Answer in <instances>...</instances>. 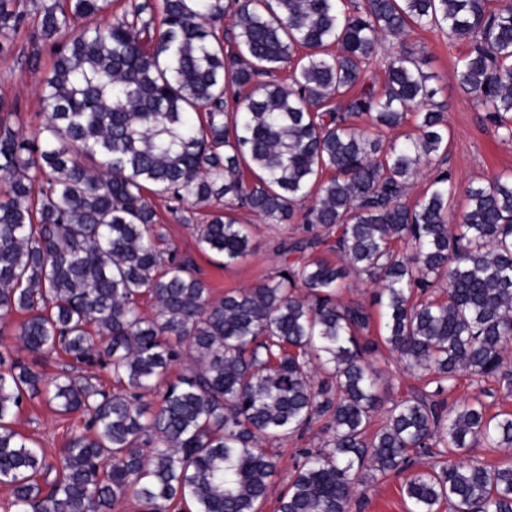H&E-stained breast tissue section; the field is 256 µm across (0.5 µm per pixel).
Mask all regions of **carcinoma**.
Instances as JSON below:
<instances>
[{"label":"carcinoma","mask_w":512,"mask_h":512,"mask_svg":"<svg viewBox=\"0 0 512 512\" xmlns=\"http://www.w3.org/2000/svg\"><path fill=\"white\" fill-rule=\"evenodd\" d=\"M111 6L42 4L36 41L106 20L56 45L33 136L10 128L17 106L0 98V323L22 315L29 354L97 360L116 382L48 379L20 359L0 368L4 512H114L130 493L142 512H262L278 466L262 443L320 421L324 448L303 453L277 512H352L375 473L403 478L409 512H512V461L456 459L511 448L512 412L449 402L462 377L512 393V173L470 185L450 224L448 123L424 57L389 56L382 94L349 95L386 37L446 31L468 45L458 87L512 143V3L165 0L158 30L145 7ZM228 15L226 42L212 23ZM26 21L19 0H0L1 54ZM291 61L292 82L274 80ZM235 87L248 94L231 104ZM410 113L417 133L384 144ZM360 115L376 133L351 123ZM423 172L426 192L403 202ZM147 190L179 203L224 196L296 228L276 242L268 282L216 298L191 259L157 249L164 227ZM198 240L236 260L249 225L216 214ZM352 274L376 286L375 338L369 310L341 299ZM384 349L422 386L387 399ZM185 357L190 374L169 380ZM152 391L155 410L142 402ZM38 395L86 416L59 466L14 427ZM421 457L429 468L412 471Z\"/></svg>","instance_id":"obj_1"}]
</instances>
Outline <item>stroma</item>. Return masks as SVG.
<instances>
[{
  "instance_id": "1",
  "label": "stroma",
  "mask_w": 512,
  "mask_h": 512,
  "mask_svg": "<svg viewBox=\"0 0 512 512\" xmlns=\"http://www.w3.org/2000/svg\"><path fill=\"white\" fill-rule=\"evenodd\" d=\"M32 32V26L21 28L14 36L11 55L0 57V97L16 102L18 115L11 119L10 126L26 135L33 134L44 119L40 102L41 80L50 72L55 59L54 46L32 41ZM405 48L424 56L426 72L433 75L435 85L441 89L438 100L448 120L447 166L458 188L448 213V221L453 224L467 206L464 190L469 184L484 183L497 174L512 172V143L499 140L486 120L483 108L459 89L454 63L466 46L449 43L446 33L415 28L400 37H387L379 50L380 62L367 74L368 87L374 92H382L385 81L383 57ZM31 55L37 58L32 69L25 64ZM154 204L160 222L165 226L166 237L160 244L161 249L192 259L215 295L262 284L277 268L279 260L274 246L281 231L279 227L265 223L257 214L238 210L240 222L251 227L250 251L244 258L228 262L221 255L202 252L198 244V225L206 223L210 214L220 209V201L186 202L177 215L170 212L162 199H155ZM19 322V316H12L5 331L0 333V355L8 360L23 359L50 376L60 373L68 364V357L62 354L37 359L30 356L21 349L14 336ZM81 422L79 414L62 416L47 407L42 398L27 397L23 400L16 427L59 459L72 430ZM323 440L321 428L316 425L303 436L270 443V450L278 456L277 490H284L301 452L320 447ZM401 484V479L394 476H374L368 499L354 504L352 512H407Z\"/></svg>"
}]
</instances>
